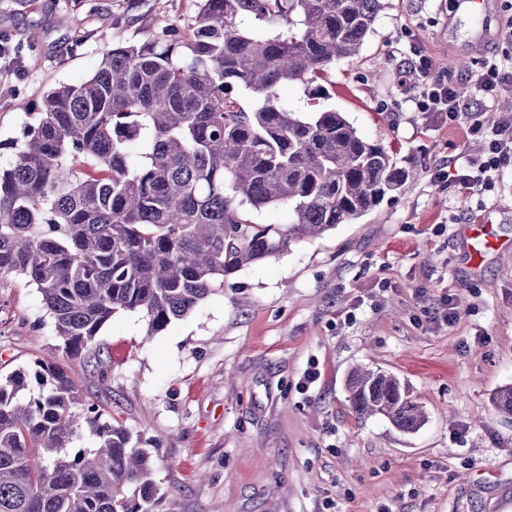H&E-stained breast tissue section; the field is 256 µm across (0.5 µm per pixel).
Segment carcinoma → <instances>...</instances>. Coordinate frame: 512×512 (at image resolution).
<instances>
[{
	"mask_svg": "<svg viewBox=\"0 0 512 512\" xmlns=\"http://www.w3.org/2000/svg\"><path fill=\"white\" fill-rule=\"evenodd\" d=\"M193 2L186 25L160 20L105 49L86 82L46 91L0 165V273L36 286L62 356L93 370L104 362L96 336L117 312L138 311L157 332L243 266L362 217L413 180L343 113L279 100L282 84L325 80L356 54L381 0ZM246 19L288 29L244 30ZM240 89L258 107H244ZM278 204L291 213L285 229L246 215ZM29 379L39 391L22 400ZM347 387L360 416L408 432L425 420L380 369L352 371ZM85 426L97 446L70 452ZM147 444L37 359L0 377V512H154Z\"/></svg>",
	"mask_w": 512,
	"mask_h": 512,
	"instance_id": "1",
	"label": "carcinoma"
}]
</instances>
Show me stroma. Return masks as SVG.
<instances>
[{
    "instance_id": "1",
    "label": "stroma",
    "mask_w": 512,
    "mask_h": 512,
    "mask_svg": "<svg viewBox=\"0 0 512 512\" xmlns=\"http://www.w3.org/2000/svg\"><path fill=\"white\" fill-rule=\"evenodd\" d=\"M359 54L320 87H280L283 105L342 112L415 179L363 217L242 267L184 317L152 333L116 313L96 341L104 376L63 360L42 296L0 274V376L64 362L85 398L148 440L158 512H512V161L491 186L435 179L481 158L470 116L414 111L403 53L467 86L512 56L493 0L484 55L453 0H383ZM191 0H0V35L22 69L0 81V163L44 92L94 73L104 49L143 38L159 17L183 24ZM490 217L502 248L474 254L464 226ZM321 372L310 390L303 375ZM358 367L397 377L426 414L415 431L351 407Z\"/></svg>"
}]
</instances>
